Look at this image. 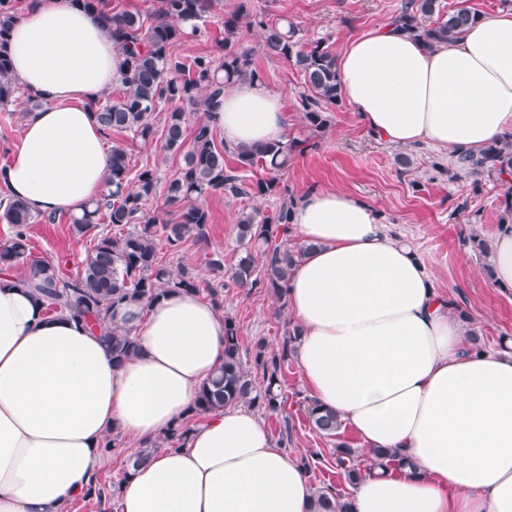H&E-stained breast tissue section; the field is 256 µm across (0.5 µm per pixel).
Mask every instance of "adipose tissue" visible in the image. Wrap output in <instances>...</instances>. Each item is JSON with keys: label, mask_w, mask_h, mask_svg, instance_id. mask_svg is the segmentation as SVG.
I'll use <instances>...</instances> for the list:
<instances>
[{"label": "adipose tissue", "mask_w": 512, "mask_h": 512, "mask_svg": "<svg viewBox=\"0 0 512 512\" xmlns=\"http://www.w3.org/2000/svg\"><path fill=\"white\" fill-rule=\"evenodd\" d=\"M12 70L38 96L0 184L37 213L77 214L107 195L111 150L96 116L122 79L97 14L74 0H30L10 30ZM365 127L395 145L479 153L512 134V11L481 18L430 48L385 24L351 39L336 62ZM230 146L282 139L281 98L256 81L228 84L208 114ZM290 222L309 250L287 306L311 399L365 449L404 468H375L351 512H512V341L476 353L467 325L415 249L376 211L329 189L305 194ZM489 262L512 287V218ZM138 352L121 365L96 332L50 314L0 271V512H66L120 434L149 443L174 428L224 361V315L196 294L123 307ZM297 454L279 448L254 409L213 412L178 448L120 478L118 512H325Z\"/></svg>", "instance_id": "ef3b65f1"}]
</instances>
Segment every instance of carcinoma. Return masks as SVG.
<instances>
[{
    "label": "carcinoma",
    "instance_id": "cac0c4a2",
    "mask_svg": "<svg viewBox=\"0 0 512 512\" xmlns=\"http://www.w3.org/2000/svg\"><path fill=\"white\" fill-rule=\"evenodd\" d=\"M16 0H0V105L6 106L20 90L11 67L9 34L17 16ZM84 10L96 13L112 38L114 47L124 55L122 95L103 99L98 119L107 134H123L143 143L153 141L156 131L153 114L161 105H169L164 118L161 150L182 153L183 163L164 186L167 210L150 212L147 204L156 197L159 180L156 169L145 165L137 171L129 168L126 150L112 147L108 183L109 195L70 216L76 235L94 236L76 274L65 273L66 264L32 257L29 248L30 225L53 223L54 215L31 211L21 200L9 201L0 209V220L11 226L9 239L0 245V265H24L28 272L21 282L29 285L49 313L67 311L69 315L99 332L119 365L134 356L139 348L132 327L117 321L118 310L132 302L151 303L170 291L199 294L207 292L217 307L224 304V256L210 258V279H202L193 270H173L162 262L159 245L177 251L189 238L208 243L210 213L198 203L215 193L236 198L274 197L279 205L270 212L256 208L243 211L237 222L236 241L240 257L229 279L241 288H264L278 301L285 302L288 275L304 250L288 244L290 214L295 195L281 179V172L296 152L316 146L328 125L326 110L340 106L344 91L340 83L336 57L323 42H302L290 24L269 21L251 11L249 0H241L237 11L224 18L222 55H198L184 59L172 54L177 42L199 29V22L212 8L214 0H157L153 21L138 13L102 11V0H73ZM439 10L438 0H408L401 13L390 21L422 40L429 47L454 40L479 15L460 9L433 24L425 23ZM260 33L259 49L268 58L287 60L303 76L306 91L300 94L303 120L309 131L305 140H274L259 146L220 147L215 130L207 122L188 127L187 108L207 112L224 93V86L240 79H255L253 52L239 48L235 37L241 16ZM234 165L226 163L225 154ZM256 168L265 177L248 179ZM435 169L452 180L462 174L487 177L500 182L512 178V136L495 141L478 154L455 156L448 167ZM116 229L109 234L100 229L102 221ZM298 327L288 322L284 337L276 349L259 340L243 348L239 328L233 317L224 316V362L216 374L203 383L191 408V414L155 442L128 458L137 467L149 456L166 447L184 443L192 430L191 422L226 406L245 404L263 414L275 416L283 424L278 444L292 445L288 397L283 392L284 366L293 357ZM312 428L326 437H335L341 422L335 412L318 408L311 400L302 402ZM371 467L400 469L408 462L390 450L370 451ZM336 467L345 481L355 486L368 474L358 451L344 441L333 451ZM85 497L94 498L100 512H114L112 495L97 480H91Z\"/></svg>",
    "mask_w": 512,
    "mask_h": 512
}]
</instances>
